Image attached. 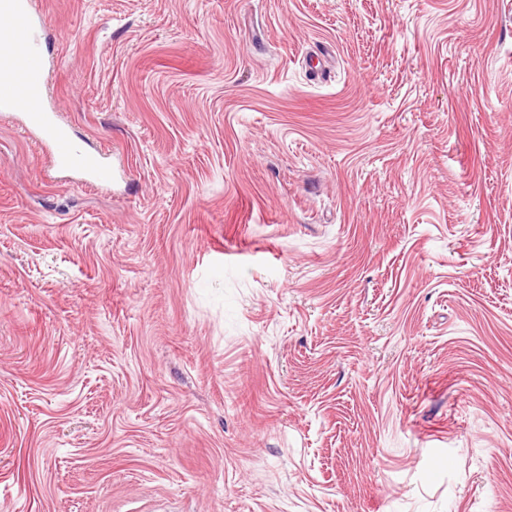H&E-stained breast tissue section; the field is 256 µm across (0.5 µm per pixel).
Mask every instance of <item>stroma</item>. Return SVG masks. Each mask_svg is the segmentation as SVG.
<instances>
[{
  "label": "stroma",
  "mask_w": 512,
  "mask_h": 512,
  "mask_svg": "<svg viewBox=\"0 0 512 512\" xmlns=\"http://www.w3.org/2000/svg\"><path fill=\"white\" fill-rule=\"evenodd\" d=\"M35 3L0 512H512V0ZM33 3L32 0L0 1V17L16 19L13 28L0 32V72L24 69L28 74L26 88L21 94L11 84L1 86L0 109H19L25 132L51 143L49 159L52 168L70 171L95 185L109 184L112 182V166L73 139L69 128L60 122L58 113L47 104V79L33 75L35 68L45 73L42 51L33 37L34 30L44 21L34 11Z\"/></svg>",
  "instance_id": "1"
}]
</instances>
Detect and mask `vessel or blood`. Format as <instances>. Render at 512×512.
I'll return each instance as SVG.
<instances>
[{"instance_id":"b4317fda","label":"vessel or blood","mask_w":512,"mask_h":512,"mask_svg":"<svg viewBox=\"0 0 512 512\" xmlns=\"http://www.w3.org/2000/svg\"><path fill=\"white\" fill-rule=\"evenodd\" d=\"M0 17L14 23L13 28L0 32V72L23 70L30 74L23 92L10 85L0 87V109L20 110L25 132L51 143L52 168L75 173L95 185L111 183V166L73 139L47 103L46 78L33 75L34 69L43 66L40 45L33 37L43 18L35 12L33 0H0Z\"/></svg>"}]
</instances>
